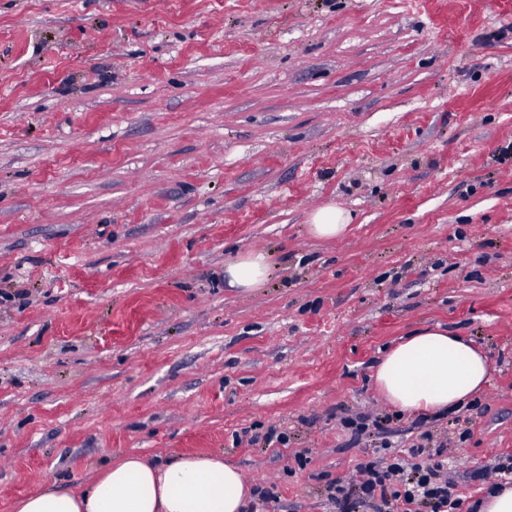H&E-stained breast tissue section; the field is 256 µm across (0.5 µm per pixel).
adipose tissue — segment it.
<instances>
[{
	"instance_id": "ef3b65f1",
	"label": "adipose tissue",
	"mask_w": 512,
	"mask_h": 512,
	"mask_svg": "<svg viewBox=\"0 0 512 512\" xmlns=\"http://www.w3.org/2000/svg\"><path fill=\"white\" fill-rule=\"evenodd\" d=\"M270 268L258 251L227 264L229 287L248 293L264 286ZM487 357L472 341L437 327L416 331L375 371L381 396L402 411H445L464 406L488 380ZM251 490L240 472L217 456L186 455L162 465L138 456L110 464L81 492L45 487L18 512H242Z\"/></svg>"
}]
</instances>
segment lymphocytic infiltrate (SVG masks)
Instances as JSON below:
<instances>
[{"label": "lymphocytic infiltrate", "mask_w": 512, "mask_h": 512, "mask_svg": "<svg viewBox=\"0 0 512 512\" xmlns=\"http://www.w3.org/2000/svg\"><path fill=\"white\" fill-rule=\"evenodd\" d=\"M391 418L363 413L343 418L352 438L373 436L375 457L357 464L352 475L330 486L337 512H461L464 504L448 477L443 447L431 432H421L409 448L396 451L385 433Z\"/></svg>", "instance_id": "1"}]
</instances>
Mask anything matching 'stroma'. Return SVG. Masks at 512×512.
<instances>
[{
    "instance_id": "obj_1",
    "label": "stroma",
    "mask_w": 512,
    "mask_h": 512,
    "mask_svg": "<svg viewBox=\"0 0 512 512\" xmlns=\"http://www.w3.org/2000/svg\"><path fill=\"white\" fill-rule=\"evenodd\" d=\"M437 325L490 363L424 424L467 494L512 455V0H0V512L126 454L336 512L342 417L409 447L373 374ZM349 220V214L343 208L335 204L325 205L313 213L309 232L320 239H340L349 225ZM270 268L269 256L263 251L250 252L231 261L224 268V278L231 288L248 293L264 286ZM502 458V459H501ZM512 477V455L500 457L498 463L486 465L474 474V481L487 482L495 478L506 479Z\"/></svg>"
}]
</instances>
